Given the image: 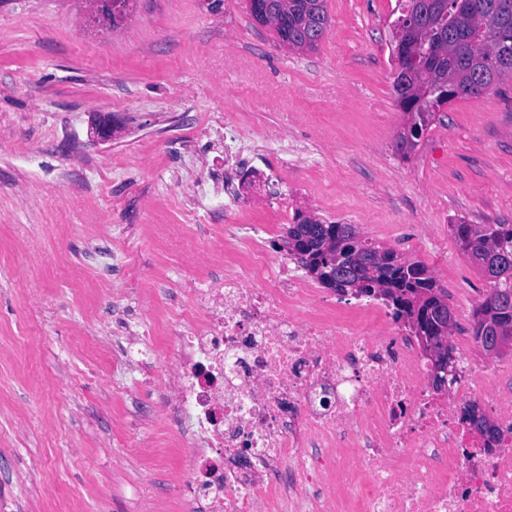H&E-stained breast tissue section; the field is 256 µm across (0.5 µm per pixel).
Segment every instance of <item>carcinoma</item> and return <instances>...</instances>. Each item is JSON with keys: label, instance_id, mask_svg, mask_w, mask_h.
<instances>
[{"label": "carcinoma", "instance_id": "obj_1", "mask_svg": "<svg viewBox=\"0 0 512 512\" xmlns=\"http://www.w3.org/2000/svg\"><path fill=\"white\" fill-rule=\"evenodd\" d=\"M398 16L392 42L398 67L407 79L399 91L400 105L410 114L418 136L426 133L432 116L451 98L428 93L440 81L458 86H476L475 95L487 92L512 76V0H445V7L432 10L425 0H397ZM327 0H288V21L274 28L276 42L290 47L308 44L317 49L328 30ZM461 252L494 284L475 313L473 336L483 352L494 348L490 332L496 327L512 329V224L450 225ZM353 224H324L298 214L288 225L286 237L300 251L312 253L323 267L316 279L340 295L381 297L392 307L394 317L405 318L417 336H435L437 325L427 318L434 305L448 299L429 267L420 260L397 261L393 252L359 239L355 251L338 258L321 250L322 240ZM339 267L346 269L352 290L329 278Z\"/></svg>", "mask_w": 512, "mask_h": 512}]
</instances>
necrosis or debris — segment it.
I'll return each instance as SVG.
<instances>
[{
  "instance_id": "4bbe7bcc",
  "label": "necrosis or debris",
  "mask_w": 512,
  "mask_h": 512,
  "mask_svg": "<svg viewBox=\"0 0 512 512\" xmlns=\"http://www.w3.org/2000/svg\"><path fill=\"white\" fill-rule=\"evenodd\" d=\"M256 224H229L239 269L194 285L195 312L170 328L168 411L182 431L197 512H512V400L469 385L442 396L390 314L330 302L273 262ZM112 366L158 356L140 323L103 336ZM501 419L490 442L453 398Z\"/></svg>"
}]
</instances>
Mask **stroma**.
<instances>
[{
    "instance_id": "obj_1",
    "label": "stroma",
    "mask_w": 512,
    "mask_h": 512,
    "mask_svg": "<svg viewBox=\"0 0 512 512\" xmlns=\"http://www.w3.org/2000/svg\"><path fill=\"white\" fill-rule=\"evenodd\" d=\"M311 52L278 47L247 0H134L117 28L96 0H0V505L9 512H192L188 463L165 410L163 324L189 317V284L222 277L223 116L282 137V183L250 195L272 259L273 208L423 261L447 289L452 338L477 384L512 397V348L484 354L475 312L491 290L451 224H512V77L457 98L409 154L393 86L396 0H328ZM113 132L97 135L100 123ZM153 333L156 380L102 390L90 343L120 317ZM89 340L68 346L76 332Z\"/></svg>"
}]
</instances>
